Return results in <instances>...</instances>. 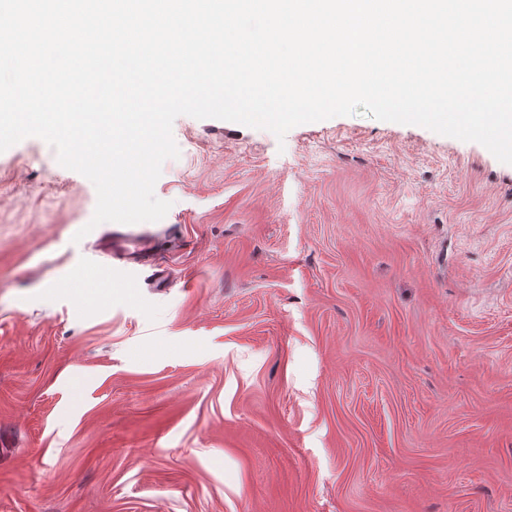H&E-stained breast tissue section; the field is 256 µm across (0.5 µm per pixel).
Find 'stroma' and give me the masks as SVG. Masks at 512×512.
<instances>
[{"label":"stroma","mask_w":512,"mask_h":512,"mask_svg":"<svg viewBox=\"0 0 512 512\" xmlns=\"http://www.w3.org/2000/svg\"><path fill=\"white\" fill-rule=\"evenodd\" d=\"M173 137L163 288L0 152V512H512V165L363 113Z\"/></svg>","instance_id":"stroma-1"}]
</instances>
